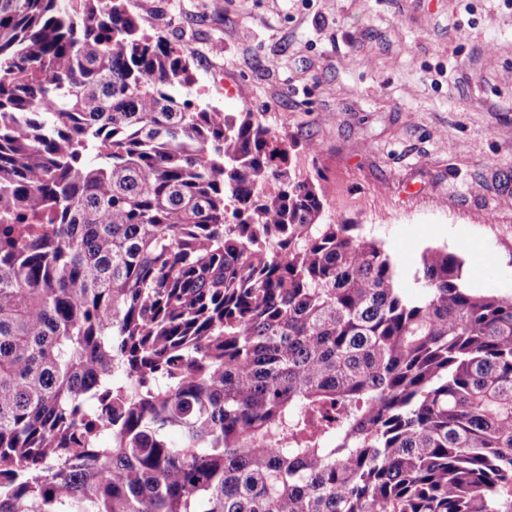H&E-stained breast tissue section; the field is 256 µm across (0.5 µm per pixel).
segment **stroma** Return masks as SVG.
Here are the masks:
<instances>
[{
	"label": "stroma",
	"instance_id": "35a3bbf8",
	"mask_svg": "<svg viewBox=\"0 0 512 512\" xmlns=\"http://www.w3.org/2000/svg\"><path fill=\"white\" fill-rule=\"evenodd\" d=\"M192 53V99L313 146L304 172L389 204L344 212L406 287L429 247L512 298V0H126Z\"/></svg>",
	"mask_w": 512,
	"mask_h": 512
}]
</instances>
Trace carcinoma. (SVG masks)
<instances>
[{"instance_id": "1", "label": "carcinoma", "mask_w": 512, "mask_h": 512, "mask_svg": "<svg viewBox=\"0 0 512 512\" xmlns=\"http://www.w3.org/2000/svg\"><path fill=\"white\" fill-rule=\"evenodd\" d=\"M102 2L0 0V512H512V298Z\"/></svg>"}]
</instances>
